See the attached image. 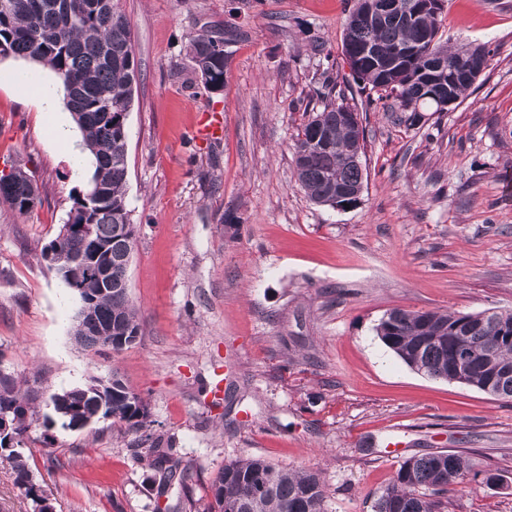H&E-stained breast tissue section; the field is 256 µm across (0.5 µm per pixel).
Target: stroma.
Masks as SVG:
<instances>
[{
    "mask_svg": "<svg viewBox=\"0 0 512 512\" xmlns=\"http://www.w3.org/2000/svg\"><path fill=\"white\" fill-rule=\"evenodd\" d=\"M349 7L120 0L139 70L126 190L142 335L119 352L84 350L70 333L76 298L40 253L78 183L43 112L11 81L24 60L0 61V170L21 167L42 198L25 216L0 202V371L47 394L118 373L189 473L163 493L133 461L123 423L57 426L48 448L36 422L24 452L55 512L200 510L225 463L251 456L320 473L324 512H373L406 458L439 450L480 474L451 493L449 512H512V401L417 373L376 334L394 308H512V0H446L443 41L492 53L455 108L421 112L408 128L348 91L367 178L359 205L342 210L306 197L294 143L321 106L311 92L322 73H350ZM233 8L245 36L228 46L223 91L210 94L188 36L223 30ZM213 113L221 137L197 141L198 120ZM486 472L504 484L487 485Z\"/></svg>",
    "mask_w": 512,
    "mask_h": 512,
    "instance_id": "obj_1",
    "label": "stroma"
}]
</instances>
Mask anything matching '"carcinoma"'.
Segmentation results:
<instances>
[{
    "label": "carcinoma",
    "instance_id": "obj_1",
    "mask_svg": "<svg viewBox=\"0 0 512 512\" xmlns=\"http://www.w3.org/2000/svg\"><path fill=\"white\" fill-rule=\"evenodd\" d=\"M421 0H400L399 8L384 20L360 17L363 3H354L346 18L341 51L345 58L359 57L361 66L351 69L358 92L392 100L399 123L412 127L418 112L451 96H468L474 82L453 79L450 71L465 64L460 51L438 37L443 13L428 11L408 19L411 6ZM245 31L224 22V37L211 33L189 36L188 54L203 87L211 93L224 88L227 55L224 47L242 39ZM13 58L42 65L61 83L66 103L82 135V147L93 157V173L87 187L72 197L65 224H90L95 238L107 249L96 262L105 265L112 280L106 290L88 263H72L70 257L87 254L89 245L77 233L58 234L41 250V259L63 287L78 300L72 335L81 347H94L95 333L112 328V336H124V346L136 343L141 327L137 309L129 297L128 249L134 227L126 200L127 116L133 85L138 79L129 21L117 0H0V59ZM336 80L327 76L316 95L323 109L312 113L294 144L296 176L308 199L320 206L336 207V190L347 191L344 202L359 204L364 188V169L351 160L353 151H364V129L336 121V113L354 108L336 102ZM40 198V190L28 173L13 167L0 174V200L26 215ZM377 336L412 370L425 376L484 390L490 382L480 364L486 351L512 367V309L491 308L479 313L449 311H388ZM466 336L471 359L451 364L454 332ZM112 392L100 393L95 384L64 389L49 395L54 417H44L43 443L54 444L49 434L54 419L72 429L77 421L112 418L136 435L133 459L147 463L159 476L160 491L174 479L185 482L174 441L153 431L148 403L131 391L117 373L105 378ZM42 397L33 388L21 391L13 378L0 372V415L14 426L16 441L6 459L12 465L15 484L37 512L35 493L24 438L37 414ZM470 475L464 457L442 450L412 456L400 465L374 505V512H448V491ZM255 491L253 498L246 489ZM211 500L204 512H324L325 489L319 474L305 470L277 469L261 457H249L224 465L210 484Z\"/></svg>",
    "mask_w": 512,
    "mask_h": 512
}]
</instances>
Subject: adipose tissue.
Here are the masks:
<instances>
[{
  "instance_id": "obj_1",
  "label": "adipose tissue",
  "mask_w": 512,
  "mask_h": 512,
  "mask_svg": "<svg viewBox=\"0 0 512 512\" xmlns=\"http://www.w3.org/2000/svg\"><path fill=\"white\" fill-rule=\"evenodd\" d=\"M14 84L36 99L42 112L50 116L52 140L67 145V158L72 174L74 177H81L87 166V153L82 147L76 145L73 137L74 123L71 116L63 110L57 94L44 88L39 72L27 68L16 70Z\"/></svg>"
}]
</instances>
